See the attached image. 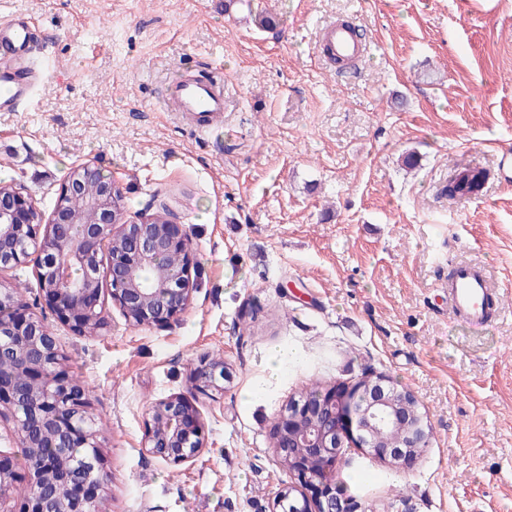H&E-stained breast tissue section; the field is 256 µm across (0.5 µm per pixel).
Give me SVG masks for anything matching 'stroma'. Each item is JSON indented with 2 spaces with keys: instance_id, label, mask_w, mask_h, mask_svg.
Segmentation results:
<instances>
[{
  "instance_id": "stroma-1",
  "label": "stroma",
  "mask_w": 512,
  "mask_h": 512,
  "mask_svg": "<svg viewBox=\"0 0 512 512\" xmlns=\"http://www.w3.org/2000/svg\"><path fill=\"white\" fill-rule=\"evenodd\" d=\"M276 17L263 32L254 16ZM35 21L44 80L0 112V178L43 216L79 163L125 198L126 218L185 225L197 290L178 322L136 326L109 294L99 335H74L39 299L34 259L0 279L59 338L103 437L104 512H268L294 482L271 430L312 381L370 370L416 396L431 434L400 470L346 449L336 472L378 512H512V0H0ZM349 20L370 51L328 67L323 26ZM224 88L206 133L166 101L180 70ZM417 153L415 169L401 159ZM486 170L480 196L440 189ZM501 290L483 327L448 311L456 263ZM281 348L296 359L273 370ZM223 359V393L196 389ZM181 394L205 448L173 465L142 449L148 409ZM478 176L466 167L454 170L448 184L444 186L443 192L452 199H464L475 187Z\"/></svg>"
}]
</instances>
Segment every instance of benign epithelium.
Here are the masks:
<instances>
[{
  "label": "benign epithelium",
  "mask_w": 512,
  "mask_h": 512,
  "mask_svg": "<svg viewBox=\"0 0 512 512\" xmlns=\"http://www.w3.org/2000/svg\"><path fill=\"white\" fill-rule=\"evenodd\" d=\"M86 162L62 186L47 221H36L31 199L18 188L0 190V265L11 268L35 253L41 298L58 320L79 336L104 328L101 294L138 326L165 325L190 307L196 266L187 231L179 224H154L144 213L124 219L107 177L90 199L92 220L81 221L63 200L82 195L84 181L98 176ZM108 253L101 268L99 254ZM150 274L151 287L143 286ZM226 367L202 358L194 369L200 390L224 392ZM359 381L338 382L318 400L289 402L272 429L282 442L274 452L299 481L277 495L270 512H355L336 481L343 449L357 447L371 458L401 468L415 460L421 428L404 448L379 440V417L389 405L391 380L382 375L360 392ZM85 388L70 378L66 356L42 319L0 281V419L13 425L21 444L30 493L20 512H94L109 474L101 455ZM204 434L197 411L180 394L154 402L143 448L165 463H186L202 452ZM81 452L71 453L69 449ZM18 480L8 456L0 454V501Z\"/></svg>",
  "instance_id": "1"
}]
</instances>
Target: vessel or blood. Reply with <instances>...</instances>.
Wrapping results in <instances>:
<instances>
[{
	"label": "vessel or blood",
	"mask_w": 512,
	"mask_h": 512,
	"mask_svg": "<svg viewBox=\"0 0 512 512\" xmlns=\"http://www.w3.org/2000/svg\"><path fill=\"white\" fill-rule=\"evenodd\" d=\"M32 43L30 19L13 18L0 23V86L8 90L0 98V112L17 111L34 91L39 75L29 62ZM319 49L329 59L355 61L365 53L351 31L336 24L322 30ZM171 102L194 125L210 126L224 112V89L186 74L175 80ZM493 295L488 277L468 264L458 265L448 283V303L454 316L474 327L488 319Z\"/></svg>",
	"instance_id": "b4317fda"
}]
</instances>
